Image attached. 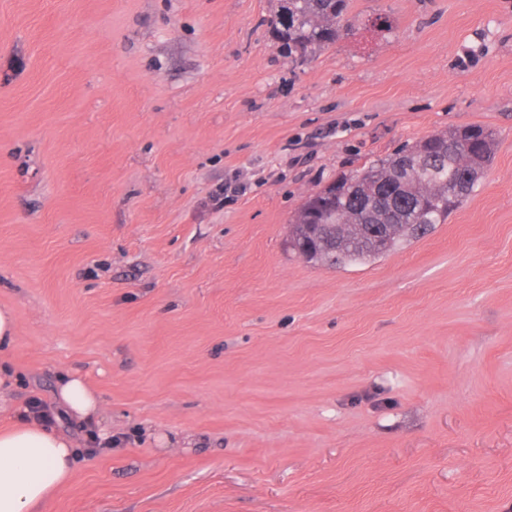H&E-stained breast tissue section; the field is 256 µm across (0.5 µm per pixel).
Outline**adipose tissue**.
<instances>
[{
	"label": "adipose tissue",
	"mask_w": 512,
	"mask_h": 512,
	"mask_svg": "<svg viewBox=\"0 0 512 512\" xmlns=\"http://www.w3.org/2000/svg\"><path fill=\"white\" fill-rule=\"evenodd\" d=\"M100 399L85 377L64 375L58 384L54 417L90 421ZM79 450L55 425L26 421L0 431V512H38L72 476Z\"/></svg>",
	"instance_id": "adipose-tissue-1"
}]
</instances>
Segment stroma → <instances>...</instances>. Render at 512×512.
I'll return each instance as SVG.
<instances>
[{"instance_id":"stroma-1","label":"stroma","mask_w":512,"mask_h":512,"mask_svg":"<svg viewBox=\"0 0 512 512\" xmlns=\"http://www.w3.org/2000/svg\"><path fill=\"white\" fill-rule=\"evenodd\" d=\"M0 0L6 409L103 400L41 512H512V0ZM493 162L424 237L327 268L306 198L453 127ZM266 20L285 57H305L340 40L352 27L350 0H278Z\"/></svg>"}]
</instances>
